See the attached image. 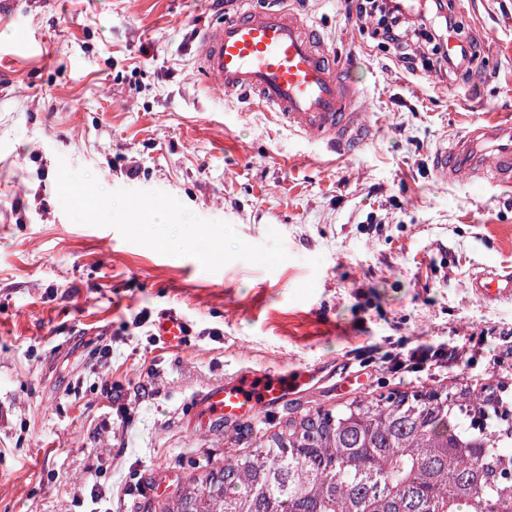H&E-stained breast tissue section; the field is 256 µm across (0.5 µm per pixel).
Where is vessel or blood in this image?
<instances>
[{
  "label": "vessel or blood",
  "mask_w": 512,
  "mask_h": 512,
  "mask_svg": "<svg viewBox=\"0 0 512 512\" xmlns=\"http://www.w3.org/2000/svg\"><path fill=\"white\" fill-rule=\"evenodd\" d=\"M235 9L205 32L198 44L200 72L207 84L232 97L257 96L294 133L331 150L348 151L364 138L360 107L336 57L282 0H233ZM446 180L479 177L498 184L512 182V120L479 122L439 145L432 159ZM470 288L483 302L512 301V270H482ZM156 334L168 346L187 344L189 329L178 315L162 316ZM323 370L286 373L250 367L226 375L198 399L207 419L201 430L214 431L263 408H278L288 395L324 381Z\"/></svg>",
  "instance_id": "obj_1"
}]
</instances>
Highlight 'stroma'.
<instances>
[{"label": "stroma", "mask_w": 512, "mask_h": 512, "mask_svg": "<svg viewBox=\"0 0 512 512\" xmlns=\"http://www.w3.org/2000/svg\"><path fill=\"white\" fill-rule=\"evenodd\" d=\"M351 67L371 135L348 154L288 131L247 97L208 87L196 48L223 0H0V512H146L189 475L288 420L357 397L460 378L497 387L512 303L473 296L472 272L512 268V187L444 182L436 147L512 117V0H452L481 55L407 72L345 0H288ZM107 191H164L247 243L278 231L274 270L208 272L112 227L73 223L59 159ZM187 346L155 334L165 313ZM483 337L473 363L399 377L385 356ZM351 371L208 436L194 400L242 365ZM156 336H159L172 348H183L187 345L189 336L188 325L178 315L167 314L157 322Z\"/></svg>", "instance_id": "stroma-1"}]
</instances>
